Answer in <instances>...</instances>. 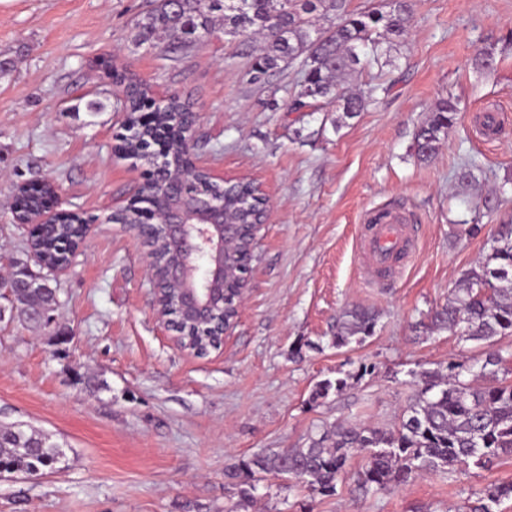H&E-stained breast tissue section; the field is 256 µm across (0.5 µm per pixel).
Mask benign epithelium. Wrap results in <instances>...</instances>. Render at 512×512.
<instances>
[{
	"label": "benign epithelium",
	"instance_id": "obj_1",
	"mask_svg": "<svg viewBox=\"0 0 512 512\" xmlns=\"http://www.w3.org/2000/svg\"><path fill=\"white\" fill-rule=\"evenodd\" d=\"M195 133V121H190L180 130V136L186 146V162L178 167L155 169L157 177L170 187L165 201L159 202L151 195V187L143 183L135 200L146 201L150 208L157 211L158 223L164 228V245L170 252L163 273L157 274L155 257L151 242V225L132 224L133 229L144 248L147 260L149 281L154 293V306L157 315L165 324L176 330L173 341L182 350L199 354V350L183 343V332L173 323L171 310H176L189 327L204 335L216 333L218 346L224 345V336L233 326L220 324L214 331L219 316H224V251L232 248L241 234V225L234 222L224 207V195L192 192L189 187L196 183L201 167L195 162L192 142ZM39 187L50 189V200L45 206L29 211L25 206L23 190L27 184L16 186L18 205L14 222L28 230L29 240L43 235L46 228L58 225L63 216L61 212L51 210L52 199L58 196L55 184L45 179ZM91 231L88 222L79 224V238L74 243H65L67 260L53 266L46 264L43 256L35 251L31 256L36 263L52 272L65 270L72 258L84 246Z\"/></svg>",
	"mask_w": 512,
	"mask_h": 512
}]
</instances>
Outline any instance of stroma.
Here are the masks:
<instances>
[{
  "instance_id": "35a3bbf8",
  "label": "stroma",
  "mask_w": 512,
  "mask_h": 512,
  "mask_svg": "<svg viewBox=\"0 0 512 512\" xmlns=\"http://www.w3.org/2000/svg\"><path fill=\"white\" fill-rule=\"evenodd\" d=\"M150 0H0V259H28L13 221L15 187L52 180L56 208L101 216L126 205L142 170L113 155L123 114L113 66L180 95L198 114L201 167L261 183L271 212L255 237L239 319L221 349L180 350L157 317L144 249L121 224H98L62 272L55 324L32 329L20 311L0 320V421L52 434L61 471L0 477V512H228L239 496L228 467L300 448L337 421L391 428L413 375L482 346L421 327L487 239L512 215V0H412L407 38L388 61L359 69L392 88L356 117L319 102L292 112L298 65L251 83L237 38L216 30L187 54L136 39ZM492 51L491 68L476 54ZM456 124L418 160L414 135L438 99ZM493 117L502 134L485 136ZM475 161L476 186L461 183ZM404 212L414 250L394 269L359 256L369 212ZM480 227L469 235L471 224ZM374 309L363 342L336 347V319ZM353 373L340 393L315 386ZM353 456L335 495L284 478L260 481L244 512H470L485 490L512 483V456L466 474L431 473L399 488H357Z\"/></svg>"
}]
</instances>
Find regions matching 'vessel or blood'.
<instances>
[{
	"label": "vessel or blood",
	"mask_w": 512,
	"mask_h": 512,
	"mask_svg": "<svg viewBox=\"0 0 512 512\" xmlns=\"http://www.w3.org/2000/svg\"><path fill=\"white\" fill-rule=\"evenodd\" d=\"M360 247L372 265L392 267L412 247L410 229L400 216L374 213L372 222L364 226Z\"/></svg>",
	"instance_id": "vessel-or-blood-1"
}]
</instances>
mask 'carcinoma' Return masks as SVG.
Segmentation results:
<instances>
[{"label": "carcinoma", "instance_id": "cac0c4a2", "mask_svg": "<svg viewBox=\"0 0 512 512\" xmlns=\"http://www.w3.org/2000/svg\"><path fill=\"white\" fill-rule=\"evenodd\" d=\"M334 12L337 23L324 28L320 11ZM220 18L224 33L241 38L250 47L251 35L264 38L262 53L249 70L250 81L260 83L280 64L301 63V84L290 109L300 112L307 99L338 103L344 116L354 117L368 103L387 93L382 83H370L352 92L343 88L345 78L363 63L376 62L383 44L404 39L411 21L409 0H395L389 10L374 8L355 12L348 0H156L151 10L135 23L143 43L167 41L175 52H186L214 32ZM112 78L126 82L129 111L136 126L131 131L134 148L153 147L162 140L167 163L182 162L175 125L181 114L192 111L188 100L174 94L157 109L151 104L150 87L112 71ZM457 105L450 98L438 100L415 134V150L426 160L438 149L454 125ZM225 208L248 225L259 206L256 191L241 186L224 196ZM55 234L37 242L50 262L64 259L60 252L73 235L75 216ZM487 251L460 276L445 304L429 314V326L457 333L467 341L488 347L485 358L470 363L450 362L448 367L424 370L417 375L416 389L391 429L335 423L308 440L302 448H283L240 461L229 472L238 489L239 505L252 498L256 482L266 474L288 476L306 483L324 496L336 493L337 483L354 453L364 454L360 488L383 491L427 472L463 474L470 465L483 467L495 459L512 456V382L499 379L512 353L492 349L497 336L512 335V218L502 222L486 242ZM39 288H25L14 303L26 318L53 302L54 289L47 278H36ZM377 315L365 308L346 310L336 323V347L360 343L372 335ZM347 373L335 381L316 385L312 398H324L331 390L341 392ZM52 437L22 423L0 426V462L7 473L34 475L52 470L64 454ZM512 498V484L493 486L479 498L474 512H497L501 500Z\"/></svg>", "mask_w": 512, "mask_h": 512}]
</instances>
